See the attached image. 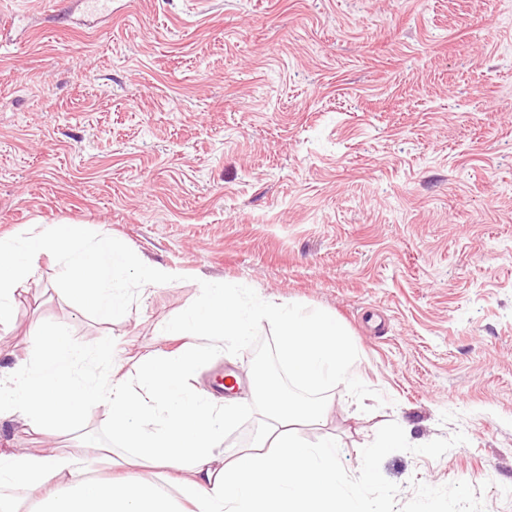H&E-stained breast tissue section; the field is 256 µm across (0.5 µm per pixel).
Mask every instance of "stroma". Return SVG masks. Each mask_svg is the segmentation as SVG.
<instances>
[{"mask_svg":"<svg viewBox=\"0 0 512 512\" xmlns=\"http://www.w3.org/2000/svg\"><path fill=\"white\" fill-rule=\"evenodd\" d=\"M0 237L79 224L182 280L89 316L42 259L0 325V372L35 326L170 352L159 324L200 281L336 316L357 384L320 392L309 442L364 512H512V0H0ZM264 322L191 381L235 371L249 448L269 421ZM401 444L365 450L392 423ZM69 435L0 418V451Z\"/></svg>","mask_w":512,"mask_h":512,"instance_id":"stroma-1","label":"stroma"}]
</instances>
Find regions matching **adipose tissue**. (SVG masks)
I'll return each instance as SVG.
<instances>
[{"mask_svg": "<svg viewBox=\"0 0 512 512\" xmlns=\"http://www.w3.org/2000/svg\"><path fill=\"white\" fill-rule=\"evenodd\" d=\"M259 314L277 326L280 357L295 381L313 389L353 381L354 349L334 317L259 299L244 304L219 282L160 326L159 337L182 342L173 355L116 347L105 360L75 345L64 328L35 329V363L0 374V416L26 418L37 432L69 433L105 406L114 438L133 453L113 460L110 478L95 479L104 448L90 439L72 456L0 451V512H15L6 489L25 490L38 512H362L336 468L334 439L308 444L282 427L320 420L325 403L299 408L277 380L265 381L261 396L274 422L255 446L228 455L224 428L246 406L219 407L188 387L213 351L245 344Z\"/></svg>", "mask_w": 512, "mask_h": 512, "instance_id": "adipose-tissue-1", "label": "adipose tissue"}]
</instances>
